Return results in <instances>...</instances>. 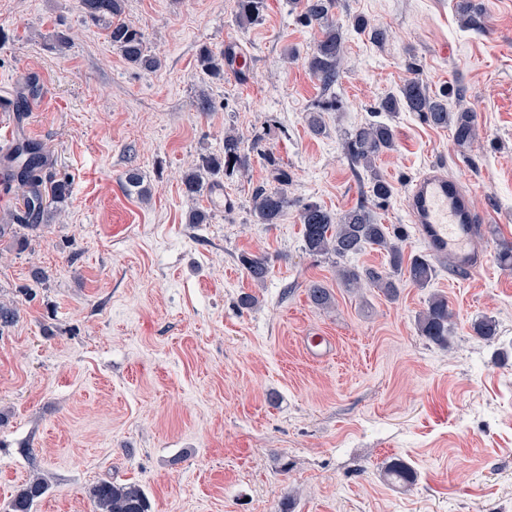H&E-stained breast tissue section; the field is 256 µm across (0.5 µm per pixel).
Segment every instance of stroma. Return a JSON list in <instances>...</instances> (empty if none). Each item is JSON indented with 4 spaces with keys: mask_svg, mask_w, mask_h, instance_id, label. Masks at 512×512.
Wrapping results in <instances>:
<instances>
[{
    "mask_svg": "<svg viewBox=\"0 0 512 512\" xmlns=\"http://www.w3.org/2000/svg\"><path fill=\"white\" fill-rule=\"evenodd\" d=\"M456 3L338 0L345 57L327 90L306 64L321 31L296 0H267L247 26L236 0H127L161 60L153 72L84 24L79 0H0V124L42 144L48 173L71 189L48 227L0 238V301L18 309L0 327V512L35 473L48 489L32 512H93L102 479L139 482L152 512H512V271L497 260L512 244V0H476L479 29ZM372 26L387 29L384 43ZM59 31L71 36L61 52ZM204 46L245 52L248 71L204 76ZM413 79L474 112L477 140L461 147L416 113L381 111ZM202 94L210 111L196 107ZM369 121L395 133L376 162L395 186L384 205L342 151ZM228 131L251 161L215 176L228 207L188 199L184 171L223 153ZM270 156L291 204L260 224L252 195L273 185ZM438 165L483 222L477 276L441 263L428 287L404 284L391 302L348 290L335 257L305 251V202L335 214L365 204L405 225L406 253L426 251L407 186ZM130 169L141 191L127 189ZM194 207L208 223H189ZM244 253L267 256L264 283ZM314 282L330 307L310 302ZM244 293L254 308L239 307ZM434 294L455 314L444 349L415 327ZM484 316L497 324L488 341L471 328ZM313 333L333 338L332 357L305 355ZM396 459L413 484L386 480Z\"/></svg>",
    "mask_w": 512,
    "mask_h": 512,
    "instance_id": "35a3bbf8",
    "label": "stroma"
}]
</instances>
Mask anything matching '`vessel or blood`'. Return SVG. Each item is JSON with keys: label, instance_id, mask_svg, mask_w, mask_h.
Segmentation results:
<instances>
[{"label": "vessel or blood", "instance_id": "1", "mask_svg": "<svg viewBox=\"0 0 512 512\" xmlns=\"http://www.w3.org/2000/svg\"><path fill=\"white\" fill-rule=\"evenodd\" d=\"M412 220L435 256L456 271L472 275L485 265L478 219L457 182L434 170L410 188Z\"/></svg>", "mask_w": 512, "mask_h": 512}]
</instances>
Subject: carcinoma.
Listing matches in <instances>:
<instances>
[{
	"label": "carcinoma",
	"mask_w": 512,
	"mask_h": 512,
	"mask_svg": "<svg viewBox=\"0 0 512 512\" xmlns=\"http://www.w3.org/2000/svg\"><path fill=\"white\" fill-rule=\"evenodd\" d=\"M337 0H302L304 21L321 29L322 36L312 53L308 67L324 87L330 88L338 81L344 54L342 34L330 22ZM83 21L103 27L107 37L125 61L144 71L156 70L160 62L152 54L142 30L123 19L125 0H80ZM238 18L243 24L261 20L266 0H237ZM458 9L464 24L471 28L480 26L479 15L473 0H459ZM198 67L215 79L224 77V68L232 65L231 52L217 53L207 46L199 49ZM384 112L395 114L401 110L415 112L430 124L452 127L455 143L464 147L477 135L474 115L466 110H448V98L432 95L419 81H410L380 103ZM395 147L394 132L387 123H365L349 132L342 142V150L351 163L371 174V195L385 204L394 195V186L375 169L380 155ZM267 162L274 167V179L280 184L276 189L260 188L253 196V213L260 224H278L290 206L284 186L288 185V172L268 156ZM250 163L242 138L232 132L224 134V153L201 158V162L187 170L182 183L187 196L193 198L205 186V178L220 173L232 174L245 170ZM10 175L4 182L21 197L23 209L14 213L13 223L0 224V237L6 231L19 227L36 230L49 222L69 204L70 186L65 180H57L44 172L41 149L31 142H19L4 159ZM299 220L302 226L304 249L313 256L334 255L344 260L366 248L386 253V266L366 268H338V276L348 288L367 284L390 300L395 299L403 283L417 288L426 287L436 275V268L426 254L406 255L403 243L406 230L401 226L380 224L366 207L360 205L340 215H335L315 202L301 205ZM239 263L250 278L263 282L269 273L268 258L263 255L243 253ZM308 297L317 307L326 308L332 302L328 288L314 283L308 288ZM454 313L448 306V298L432 295L427 308L417 317V330L428 342L439 347L448 346ZM475 336L491 340L496 335V322L482 317L472 324ZM388 478L398 484L408 485L415 481V472L402 460H395L386 469ZM47 491L44 479L33 475L17 496L9 503V512H31L35 500ZM91 500L94 512H151L150 502L141 484L137 482L114 483L101 480L92 486Z\"/></svg>",
	"instance_id": "obj_1"
}]
</instances>
